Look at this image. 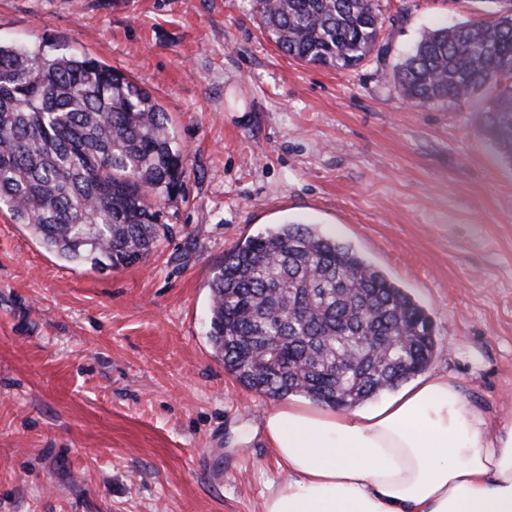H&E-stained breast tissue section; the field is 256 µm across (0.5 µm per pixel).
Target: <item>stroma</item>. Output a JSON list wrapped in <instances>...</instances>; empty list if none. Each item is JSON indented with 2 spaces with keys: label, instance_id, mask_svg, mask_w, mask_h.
Instances as JSON below:
<instances>
[{
  "label": "stroma",
  "instance_id": "stroma-1",
  "mask_svg": "<svg viewBox=\"0 0 512 512\" xmlns=\"http://www.w3.org/2000/svg\"><path fill=\"white\" fill-rule=\"evenodd\" d=\"M381 5L380 50L339 71L281 52L252 0H0L1 42L130 75L188 167L157 251L120 269L65 262L0 212V512H261L286 476L259 431L277 401L215 353L209 285L289 221L405 288L433 323L426 375L512 423V168L479 103L414 106L391 78L469 4Z\"/></svg>",
  "mask_w": 512,
  "mask_h": 512
}]
</instances>
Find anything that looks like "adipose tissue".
Masks as SVG:
<instances>
[{
  "mask_svg": "<svg viewBox=\"0 0 512 512\" xmlns=\"http://www.w3.org/2000/svg\"><path fill=\"white\" fill-rule=\"evenodd\" d=\"M262 433L288 473L262 512H512V424L423 378L369 411L294 399Z\"/></svg>",
  "mask_w": 512,
  "mask_h": 512,
  "instance_id": "adipose-tissue-1",
  "label": "adipose tissue"
}]
</instances>
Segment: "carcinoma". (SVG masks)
Masks as SVG:
<instances>
[{
  "instance_id": "carcinoma-1",
  "label": "carcinoma",
  "mask_w": 512,
  "mask_h": 512,
  "mask_svg": "<svg viewBox=\"0 0 512 512\" xmlns=\"http://www.w3.org/2000/svg\"><path fill=\"white\" fill-rule=\"evenodd\" d=\"M426 32L391 74L414 105L485 98L480 127L512 166V0ZM288 56L338 70L376 49L380 0H255ZM187 176L167 114L124 73L86 54L0 42V208L41 245L92 269L146 259L162 208ZM209 337L244 388L352 408L431 362L428 314L350 246L278 224L224 254Z\"/></svg>"
}]
</instances>
